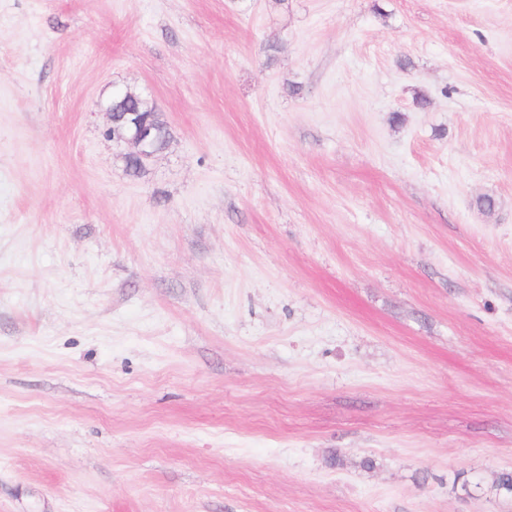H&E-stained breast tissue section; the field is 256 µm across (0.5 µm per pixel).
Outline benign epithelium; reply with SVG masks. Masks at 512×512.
<instances>
[{"mask_svg": "<svg viewBox=\"0 0 512 512\" xmlns=\"http://www.w3.org/2000/svg\"><path fill=\"white\" fill-rule=\"evenodd\" d=\"M128 97H130V94L127 92L116 93L112 97V103L105 107V112L110 118L109 130H111L112 139L125 144L129 148L127 157L135 159L138 164L142 165L146 160L163 150V147L158 145L162 123L155 112L147 114L137 112L130 125L118 124L115 112H113V104H121Z\"/></svg>", "mask_w": 512, "mask_h": 512, "instance_id": "obj_1", "label": "benign epithelium"}]
</instances>
